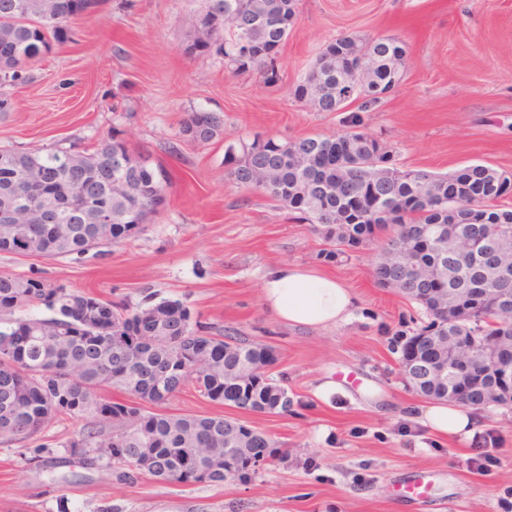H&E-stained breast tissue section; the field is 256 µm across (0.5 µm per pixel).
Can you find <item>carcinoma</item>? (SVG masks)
Wrapping results in <instances>:
<instances>
[{
	"instance_id": "cac0c4a2",
	"label": "carcinoma",
	"mask_w": 512,
	"mask_h": 512,
	"mask_svg": "<svg viewBox=\"0 0 512 512\" xmlns=\"http://www.w3.org/2000/svg\"><path fill=\"white\" fill-rule=\"evenodd\" d=\"M98 6L99 0H0V87L23 80L26 68L49 54L70 24ZM295 17L296 0H205L183 52L214 50L229 73H257L274 83ZM397 52L405 48L392 38L340 36L322 49L294 97L318 112H340L356 101L365 109L373 106L382 101L377 93L397 88L404 76L386 64L363 75L361 60H387ZM223 131L221 115L193 110L180 134L205 144ZM2 154L12 162H0V204L13 202L16 212L0 225V253L53 258L87 252L97 226L91 210L72 223L75 198H91L112 211L114 245L149 223L166 202L170 177L163 164L115 137L88 155L0 147ZM224 162L237 185L262 192L314 225L327 244L319 252L325 261L384 235L373 263L376 282L416 303L427 319L395 333L400 358L407 356L402 339L417 341L439 324L480 342L512 332V305L466 315L478 292L512 299V267L506 276L497 273L499 264L512 260V208L500 204L511 177L482 164L445 175L405 168L393 148L363 130L357 114L347 118L345 130L329 136L256 138L239 154L230 145ZM45 194L59 203L64 223H39ZM423 227L445 233L435 238L437 252L418 260L424 271L440 268L437 281L422 278L407 256L410 237ZM461 236L472 251H460ZM37 304L51 315H23ZM259 360L271 364L270 346L205 331L177 300L148 296L132 308L0 273V443H24L65 414L90 425L67 444L71 453L97 461L96 452L109 451L107 466L125 484L147 476L163 483H247L258 468L245 461L246 449L262 447L264 434L243 440L236 418L157 413L153 407L190 383L215 405L288 412V387L259 370ZM104 385L126 397H99ZM419 394L446 399L448 384L424 381ZM226 448L234 449L233 468L224 465Z\"/></svg>"
}]
</instances>
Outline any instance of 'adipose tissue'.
Listing matches in <instances>:
<instances>
[{
  "label": "adipose tissue",
  "instance_id": "adipose-tissue-1",
  "mask_svg": "<svg viewBox=\"0 0 512 512\" xmlns=\"http://www.w3.org/2000/svg\"><path fill=\"white\" fill-rule=\"evenodd\" d=\"M265 308L284 325L307 329L329 328L347 321L356 306V296L330 276L311 274L306 268L281 263L264 278ZM441 437L472 439L482 429V418L471 409L437 401L416 417Z\"/></svg>",
  "mask_w": 512,
  "mask_h": 512
}]
</instances>
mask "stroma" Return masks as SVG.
Here are the masks:
<instances>
[{
  "label": "stroma",
  "mask_w": 512,
  "mask_h": 512,
  "mask_svg": "<svg viewBox=\"0 0 512 512\" xmlns=\"http://www.w3.org/2000/svg\"><path fill=\"white\" fill-rule=\"evenodd\" d=\"M280 49V79L232 75L216 53L183 46L201 0H100L65 41L7 88L0 146L91 152L117 136L161 158L170 173L165 207L104 252L55 258L0 254V273L36 278L137 306L144 292L177 300L212 331L227 330L275 351L271 374L294 403L285 414L219 407L186 387L163 405L177 414H224L249 422L286 450L251 482L116 481L105 462L66 446L83 427L61 415L23 444H0V512H512V409L483 411L484 445L456 443L418 425L426 398L402 380L392 338L420 312L379 286L372 241L332 263L322 238L287 207L235 184L227 146L254 138L292 141L343 128L344 113L319 112L293 87L332 39L391 37L406 50L402 84L382 103L352 111L401 165L435 174L481 163L512 174V0H296ZM224 116L205 145L184 141L187 113ZM177 144L176 154L165 153ZM335 276L353 290L348 322L321 330L277 323L260 286L279 263ZM335 393L316 394L325 381ZM493 465L474 473L476 460ZM427 476L426 499L401 485Z\"/></svg>",
  "instance_id": "1"
}]
</instances>
